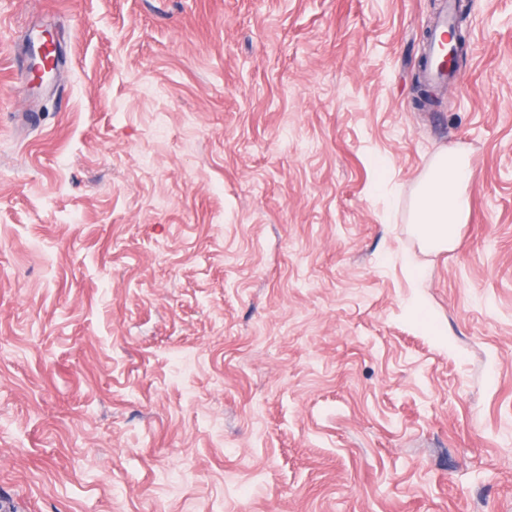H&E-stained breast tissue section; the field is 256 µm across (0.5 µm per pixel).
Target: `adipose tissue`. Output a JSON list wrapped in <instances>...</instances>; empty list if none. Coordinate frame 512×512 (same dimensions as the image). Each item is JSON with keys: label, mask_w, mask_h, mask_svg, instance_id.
I'll return each mask as SVG.
<instances>
[{"label": "adipose tissue", "mask_w": 512, "mask_h": 512, "mask_svg": "<svg viewBox=\"0 0 512 512\" xmlns=\"http://www.w3.org/2000/svg\"><path fill=\"white\" fill-rule=\"evenodd\" d=\"M474 179L469 163L441 153L422 176L415 195L412 222L425 249L439 252L456 242L459 224L466 218L464 190Z\"/></svg>", "instance_id": "1"}]
</instances>
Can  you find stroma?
<instances>
[{"mask_svg":"<svg viewBox=\"0 0 512 512\" xmlns=\"http://www.w3.org/2000/svg\"><path fill=\"white\" fill-rule=\"evenodd\" d=\"M0 0L12 512H512V0ZM69 58L27 87L13 50ZM476 173L455 245L410 222ZM456 0H442L436 12L428 42H424L422 55L426 54L430 62L423 69V78L430 83L456 81L457 71H451L448 62V40L452 19L456 9ZM42 34L43 32L39 30L31 31L27 49H25V59L19 63L17 68V75L19 79H23L24 76L28 75L31 65L40 62L42 55L47 57L51 54L54 68L65 65L66 58L62 49L54 45V48L51 51L45 50V41ZM473 179L469 163L448 151L438 155L422 176L412 224L425 249L439 252L455 244L458 224L465 220L468 211L464 190Z\"/></svg>","mask_w":512,"mask_h":512,"instance_id":"1","label":"stroma"}]
</instances>
